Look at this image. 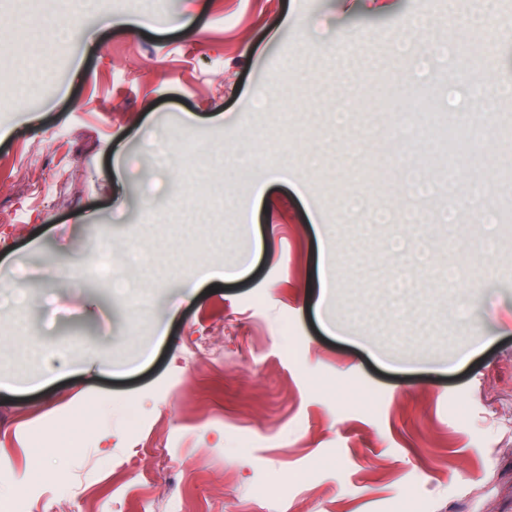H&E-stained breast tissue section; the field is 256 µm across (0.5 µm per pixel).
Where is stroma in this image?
<instances>
[{
    "label": "stroma",
    "mask_w": 512,
    "mask_h": 512,
    "mask_svg": "<svg viewBox=\"0 0 512 512\" xmlns=\"http://www.w3.org/2000/svg\"><path fill=\"white\" fill-rule=\"evenodd\" d=\"M476 6L512 80V0H97L68 42L44 18L78 0H0V491L25 512H512V196L489 198L493 228L437 221L485 163L512 186V104L453 103L480 70L416 72L383 38ZM29 33L43 78L17 106ZM407 70L406 97L432 105L419 121L481 129L495 159L400 139L381 103ZM342 82L339 130L311 105ZM403 154L440 182L412 226L388 190ZM346 185L361 210L343 211ZM332 242L348 285L321 308ZM103 243L122 260L148 246L140 295L99 277ZM66 437L78 452L51 453Z\"/></svg>",
    "instance_id": "obj_1"
}]
</instances>
